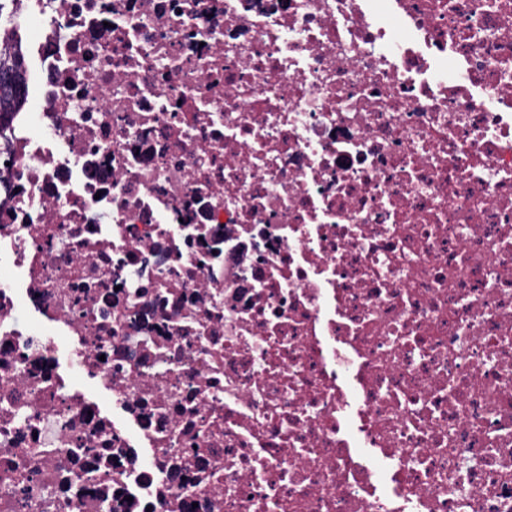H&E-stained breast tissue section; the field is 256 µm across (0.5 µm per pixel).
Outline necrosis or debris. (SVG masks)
<instances>
[{
  "label": "necrosis or debris",
  "mask_w": 512,
  "mask_h": 512,
  "mask_svg": "<svg viewBox=\"0 0 512 512\" xmlns=\"http://www.w3.org/2000/svg\"><path fill=\"white\" fill-rule=\"evenodd\" d=\"M5 26L0 512H512V0ZM3 40L6 44L4 53H0V123L2 112H11L19 108L24 101L25 91V67L24 57L18 53L11 42H14L13 35L4 33ZM11 45V47L9 46ZM10 49L12 51H10Z\"/></svg>",
  "instance_id": "4bbe7bcc"
}]
</instances>
